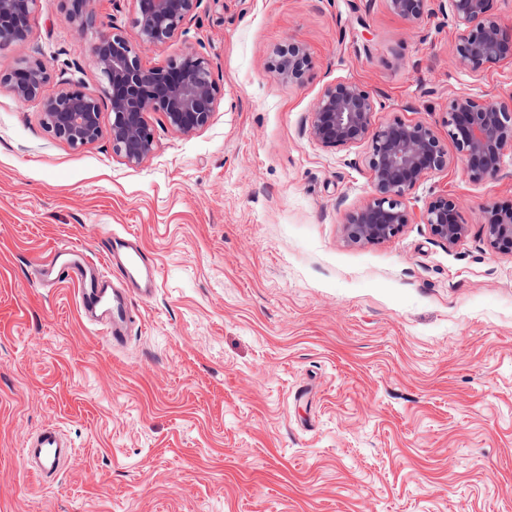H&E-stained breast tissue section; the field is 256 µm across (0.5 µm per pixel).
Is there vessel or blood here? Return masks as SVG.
I'll return each mask as SVG.
<instances>
[{
  "label": "vessel or blood",
  "mask_w": 512,
  "mask_h": 512,
  "mask_svg": "<svg viewBox=\"0 0 512 512\" xmlns=\"http://www.w3.org/2000/svg\"><path fill=\"white\" fill-rule=\"evenodd\" d=\"M42 281L54 287L72 286L84 317L101 326L111 348L123 346L133 323L130 297L149 300L156 292L154 262L141 248L136 236H113L104 250L88 251L73 242L41 258ZM76 450L57 427L35 431L23 450L24 464L40 478L56 476L75 456Z\"/></svg>",
  "instance_id": "b4317fda"
}]
</instances>
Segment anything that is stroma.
Wrapping results in <instances>:
<instances>
[{"instance_id": "obj_1", "label": "stroma", "mask_w": 512, "mask_h": 512, "mask_svg": "<svg viewBox=\"0 0 512 512\" xmlns=\"http://www.w3.org/2000/svg\"><path fill=\"white\" fill-rule=\"evenodd\" d=\"M133 21L131 0H100L80 37L63 0H37L0 71L27 53L49 89L100 91L90 46ZM456 37L439 0L415 25L386 0H201L143 63L195 52L224 94L191 136L151 113L137 167L109 138L56 139L40 101L0 85V512H512V254L482 227L512 205V155L476 183L454 160L407 195L396 236L355 244L368 147L308 134L342 80L374 95L377 123L442 137L452 97L512 100V64L470 73ZM291 41L309 57L293 83L271 71ZM446 194L467 226L453 245L420 221ZM123 230L158 291L113 350L35 263ZM47 423L77 454L43 482L21 448Z\"/></svg>"}]
</instances>
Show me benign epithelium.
Here are the masks:
<instances>
[{"mask_svg":"<svg viewBox=\"0 0 512 512\" xmlns=\"http://www.w3.org/2000/svg\"><path fill=\"white\" fill-rule=\"evenodd\" d=\"M69 20L83 36L95 18L98 0H65ZM135 33L116 32L94 43L89 61L103 86L96 94L79 87L47 90L50 74L41 58L26 54L15 67L0 71L17 100L42 103V121L57 139L83 148L109 136L113 153L138 167L153 154L155 135L148 116L164 115L170 128L189 136L209 125L224 90L209 64L186 52L165 64L146 68L141 52L163 45L194 13L199 0H132ZM429 0H387L390 11L417 23ZM36 0H0V47L27 41L29 17ZM448 13L459 35L453 54L464 69L479 73L490 64L512 62V25L490 11V0H448ZM308 67L305 48L296 43L277 52L273 72L288 82L302 79ZM111 122L104 127L103 108ZM375 97L353 82L329 85L318 97L308 129L311 139L327 148L368 143L366 162L371 198L352 212L344 233L352 243H378L397 235L410 215L405 198L428 175L448 168L453 158L433 126L395 119L376 124ZM456 154L469 179L481 182L498 174L503 157L512 153V106L494 97L460 94L448 104L443 119ZM459 199L448 195L430 201L422 213L438 239L454 245L466 233L459 220ZM489 245L512 253V208L484 211Z\"/></svg>","mask_w":512,"mask_h":512,"instance_id":"benign-epithelium-1","label":"benign epithelium"}]
</instances>
